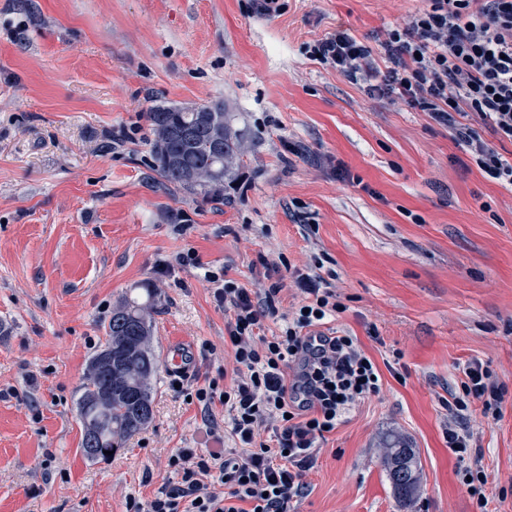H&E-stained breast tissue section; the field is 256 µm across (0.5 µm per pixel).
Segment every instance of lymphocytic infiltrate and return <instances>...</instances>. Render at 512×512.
Here are the masks:
<instances>
[{
	"label": "lymphocytic infiltrate",
	"mask_w": 512,
	"mask_h": 512,
	"mask_svg": "<svg viewBox=\"0 0 512 512\" xmlns=\"http://www.w3.org/2000/svg\"><path fill=\"white\" fill-rule=\"evenodd\" d=\"M426 2L386 31L379 50L340 28L308 54L365 84L369 96H394L427 112L489 178L512 187V160L492 145L512 141V0ZM204 277L224 310V346L235 367L228 384L209 379L183 394L208 416L223 405L242 451L179 449L169 459L177 482L160 487L145 512H289L307 491L304 476L320 443L348 411L380 393L381 372L356 337L324 331L342 305L321 276L294 272L301 300L285 314L279 283L255 292L223 269ZM275 318L283 321L279 334L266 335ZM462 374L448 403L446 441L467 493L485 512L487 475L471 456L472 432L458 421L475 401L484 418L500 419L506 390L480 360L465 363Z\"/></svg>",
	"instance_id": "lymphocytic-infiltrate-1"
}]
</instances>
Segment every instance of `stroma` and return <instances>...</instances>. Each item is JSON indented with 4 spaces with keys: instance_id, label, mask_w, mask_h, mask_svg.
Instances as JSON below:
<instances>
[{
    "instance_id": "obj_1",
    "label": "stroma",
    "mask_w": 512,
    "mask_h": 512,
    "mask_svg": "<svg viewBox=\"0 0 512 512\" xmlns=\"http://www.w3.org/2000/svg\"><path fill=\"white\" fill-rule=\"evenodd\" d=\"M424 4L0 0V512H129L176 481V449L233 447L223 408L208 425L162 369L151 422L107 459L81 452L83 377L123 297L152 288L158 358L193 349L185 385L232 366L207 266L281 282L285 310L300 299L288 267L322 276L344 306L334 330L376 364L402 354L328 434L292 512H405L381 463L392 434L419 453L406 512H476L443 404L473 358L507 388L498 422L466 424L488 512H512V189L428 113L306 52L341 25L377 48ZM213 100L244 149L223 199L205 200L160 180L145 112ZM190 248L202 268L177 266Z\"/></svg>"
}]
</instances>
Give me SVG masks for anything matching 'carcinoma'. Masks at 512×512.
I'll use <instances>...</instances> for the list:
<instances>
[{
  "label": "carcinoma",
  "instance_id": "obj_1",
  "mask_svg": "<svg viewBox=\"0 0 512 512\" xmlns=\"http://www.w3.org/2000/svg\"><path fill=\"white\" fill-rule=\"evenodd\" d=\"M147 120L154 136L153 168L162 181L204 200L224 198V180L243 152L240 135L230 125L224 102L202 105L198 112L177 104L150 107ZM146 299L126 298L112 309L104 348L85 372L77 416L83 429L82 453L90 462L107 458L153 418V378L159 363L150 344L153 290ZM396 499L408 508L421 484L416 450L392 436L382 455Z\"/></svg>",
  "mask_w": 512,
  "mask_h": 512
}]
</instances>
